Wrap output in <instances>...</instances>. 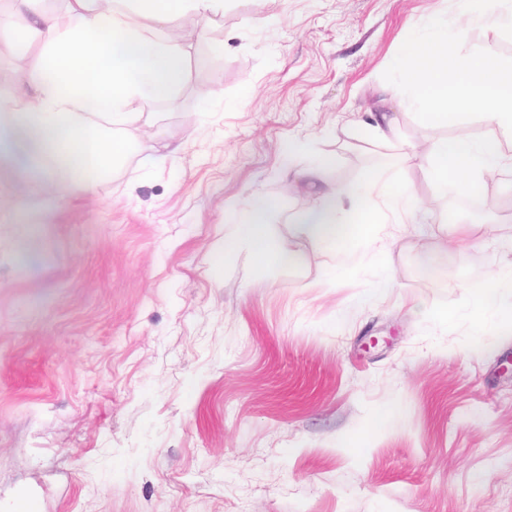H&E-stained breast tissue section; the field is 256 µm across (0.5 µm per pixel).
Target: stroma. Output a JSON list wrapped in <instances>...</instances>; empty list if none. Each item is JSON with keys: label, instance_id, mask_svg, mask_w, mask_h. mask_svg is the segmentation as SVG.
Masks as SVG:
<instances>
[{"label": "stroma", "instance_id": "1", "mask_svg": "<svg viewBox=\"0 0 512 512\" xmlns=\"http://www.w3.org/2000/svg\"><path fill=\"white\" fill-rule=\"evenodd\" d=\"M463 14L228 0L178 16L186 81L137 103L133 149L95 193L0 171V512H512V332L482 333L467 286L512 262V169L474 206L437 196L420 158L496 131L420 123L383 79L414 22ZM39 56L0 39V102ZM409 147L420 233L380 232L329 282L336 256L300 217L324 183L396 175ZM314 159L322 180H278ZM255 192L297 263L225 250Z\"/></svg>", "mask_w": 512, "mask_h": 512}]
</instances>
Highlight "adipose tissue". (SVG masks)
Returning a JSON list of instances; mask_svg holds the SVG:
<instances>
[{"mask_svg":"<svg viewBox=\"0 0 512 512\" xmlns=\"http://www.w3.org/2000/svg\"><path fill=\"white\" fill-rule=\"evenodd\" d=\"M68 0V21L59 24L42 0H14L13 14H0V35L21 46L41 45L38 64L24 71L32 93L0 109V169H10L30 184L72 181L83 192H94L99 181L128 155L125 127L138 118L137 102L170 97L184 82L185 35H169L174 15L203 19L223 13L224 0ZM32 15L31 23L16 25L14 14ZM512 163L499 140L444 139L432 148L427 172L440 193L457 186L471 195L481 191L486 175ZM417 201L407 169L396 185L368 177L353 185L325 184L301 218L300 234L336 248L346 256L347 238L341 225L352 212L365 215L355 239L371 247L382 211L414 214ZM269 203L253 195L234 211L225 249L242 251L260 268L292 259L268 233ZM477 320L499 333L496 299L512 290V267L474 275Z\"/></svg>","mask_w":512,"mask_h":512,"instance_id":"1","label":"adipose tissue"}]
</instances>
